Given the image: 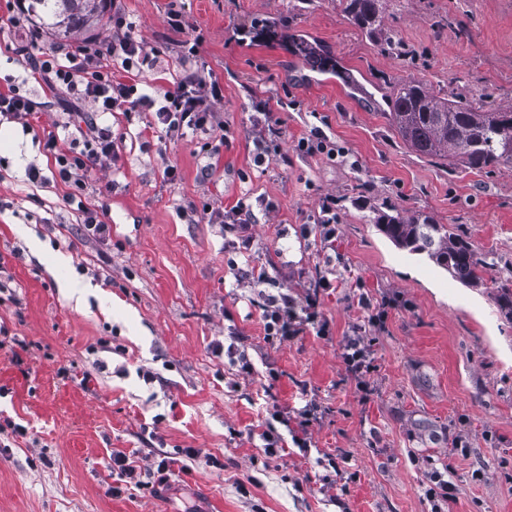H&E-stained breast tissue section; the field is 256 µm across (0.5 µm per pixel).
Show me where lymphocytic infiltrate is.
<instances>
[{
	"label": "lymphocytic infiltrate",
	"mask_w": 512,
	"mask_h": 512,
	"mask_svg": "<svg viewBox=\"0 0 512 512\" xmlns=\"http://www.w3.org/2000/svg\"><path fill=\"white\" fill-rule=\"evenodd\" d=\"M132 29L125 13L113 14L111 40L76 46L66 52L67 62L63 65L45 52L34 55L32 63L33 71L41 76L49 92L60 91L69 99L90 103L96 112L87 122L91 136L83 151L76 154L64 148L59 135L52 131L45 135L43 149L54 158L60 180L73 186L68 199L76 203L86 233L101 240L109 237V225L95 209L77 199L78 193L85 190L83 172L111 165L117 159L112 133L98 124L97 115L123 106L147 111L153 113L155 126L161 127L169 139L182 137L188 129L208 131L222 125L215 110L224 97V87L218 79L203 77L196 71L157 97L139 93L136 85L127 81V74L150 60L144 43L133 36ZM330 286L327 275L311 279L303 307L299 306L297 295L288 290L265 295L262 322L266 339L283 343L310 328L326 334L327 324L319 320L317 307L321 292Z\"/></svg>",
	"instance_id": "1"
}]
</instances>
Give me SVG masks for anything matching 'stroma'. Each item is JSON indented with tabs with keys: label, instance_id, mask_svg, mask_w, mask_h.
<instances>
[{
	"label": "stroma",
	"instance_id": "obj_1",
	"mask_svg": "<svg viewBox=\"0 0 512 512\" xmlns=\"http://www.w3.org/2000/svg\"><path fill=\"white\" fill-rule=\"evenodd\" d=\"M28 4L0 0V92L19 83L37 105L28 124L0 121L12 136L0 152V512H430L435 472L450 512H512V324L497 305L512 275V170L419 156L386 117L395 85L435 91L452 74L463 96L512 111V0H380L405 57L379 51L343 0H112L155 60L140 92L199 65L223 83L226 144L215 159L210 132L173 142L150 113L99 116L118 154L115 168L87 173L88 200L111 226L104 243L84 233L43 153L60 108L21 48L103 42L112 27L61 40ZM173 8L196 29L195 55L167 25ZM265 102L277 134L259 165L252 128ZM314 131L346 158L299 152ZM329 197L336 274L318 307L328 333L267 341L265 295L303 294L324 267L312 222ZM240 199L255 215L247 248L205 213ZM382 205L461 227L491 264L483 285L395 247L367 221ZM260 264L269 283L239 286ZM66 282L86 285L82 305ZM362 293L381 323L358 306ZM357 322L370 350L360 380L340 357ZM235 336L243 355L227 352ZM312 402L323 416L299 448L298 425L273 424L269 410ZM268 425L284 438L274 457L256 435ZM116 450L138 483L113 482ZM332 458L345 477L329 493Z\"/></svg>",
	"mask_w": 512,
	"mask_h": 512
}]
</instances>
